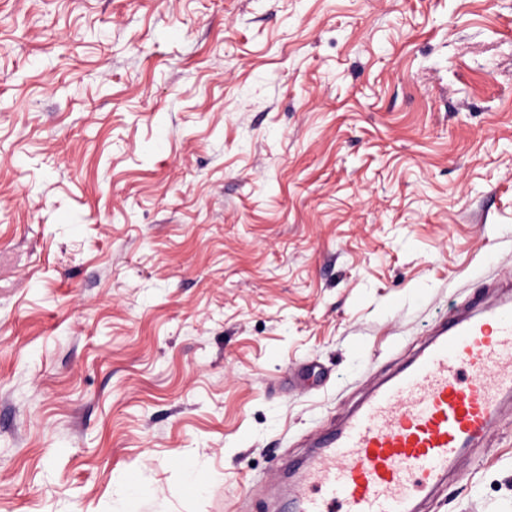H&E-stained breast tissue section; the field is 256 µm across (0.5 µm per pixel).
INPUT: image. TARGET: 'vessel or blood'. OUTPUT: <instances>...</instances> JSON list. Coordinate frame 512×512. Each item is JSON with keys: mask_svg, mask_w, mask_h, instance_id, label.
<instances>
[{"mask_svg": "<svg viewBox=\"0 0 512 512\" xmlns=\"http://www.w3.org/2000/svg\"><path fill=\"white\" fill-rule=\"evenodd\" d=\"M293 475L289 512H418L512 402V276L430 328Z\"/></svg>", "mask_w": 512, "mask_h": 512, "instance_id": "obj_1", "label": "vessel or blood"}]
</instances>
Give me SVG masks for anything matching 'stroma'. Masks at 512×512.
I'll return each instance as SVG.
<instances>
[{
	"label": "stroma",
	"mask_w": 512,
	"mask_h": 512,
	"mask_svg": "<svg viewBox=\"0 0 512 512\" xmlns=\"http://www.w3.org/2000/svg\"><path fill=\"white\" fill-rule=\"evenodd\" d=\"M509 274L512 0H0V512H278Z\"/></svg>",
	"instance_id": "1"
}]
</instances>
